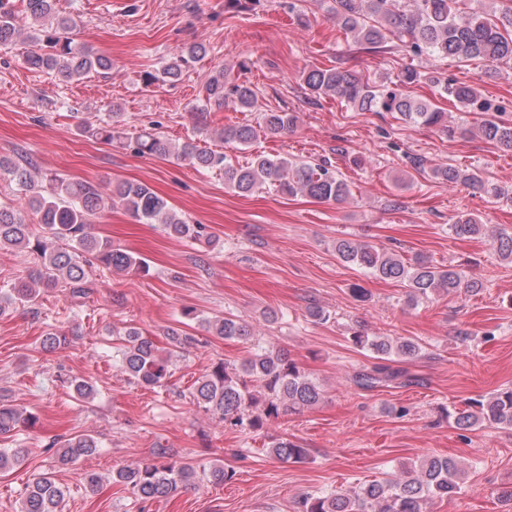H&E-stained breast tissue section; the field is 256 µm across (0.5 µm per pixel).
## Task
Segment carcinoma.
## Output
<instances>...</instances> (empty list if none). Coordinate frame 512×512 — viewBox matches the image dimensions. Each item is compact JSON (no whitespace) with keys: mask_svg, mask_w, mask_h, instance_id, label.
<instances>
[{"mask_svg":"<svg viewBox=\"0 0 512 512\" xmlns=\"http://www.w3.org/2000/svg\"><path fill=\"white\" fill-rule=\"evenodd\" d=\"M9 0H0V45H8L21 36L15 24ZM336 23L352 36L357 50L378 53L386 44L414 57L436 56L465 60H481L492 65L505 64L512 70V7L498 15L458 14V0H333ZM33 33L43 50L28 55L26 64L32 69H51L69 79L80 80L92 72L112 69V61L72 45L69 32L75 20L58 13L56 0H25ZM206 54L201 44L181 48L160 74L147 73L148 85L177 79L192 63ZM308 90L315 96L340 99L361 112H395L400 119L428 128H447L448 113L431 102L413 98L403 89L423 80L439 87L465 112L481 116L474 126L482 139L503 151L512 152V124L491 114L493 106L483 99L476 83L443 82L433 72L422 73L406 67L398 75L395 87L371 85L359 79L351 69L333 66L314 67L302 74ZM206 103L217 106L233 103L252 111L257 107L254 90L247 84H232L228 73L220 71L206 82ZM120 113L112 112L102 125H80L79 131L104 142L130 139L138 154L159 158L174 157L197 169L224 173V185L251 194L266 184L278 187L291 196L304 195L322 201H343L350 194L346 181L329 170L323 162L291 161L284 157L257 154L245 163L228 155L201 149L192 142L175 146L160 134L144 129L130 137L119 125ZM297 116L290 112H265L261 130L275 137L290 131ZM225 141L249 146L257 137L249 125L230 126L221 130ZM6 174L25 191L26 205L38 216L39 224L49 239L65 246L48 249L33 237L31 225L22 210L0 204V250L31 249L40 254L41 263L7 291L6 300L22 307L36 305L40 288H54L64 283L74 298L90 294L86 267L98 264L121 272H145L147 264L123 250L112 247L91 232L92 217L105 208L103 198L92 185L72 182L57 174L41 173L28 159L13 160L0 156V175ZM432 176L450 186H462L473 193L494 200L512 201V187L489 181L477 171L467 168L436 166ZM111 201L124 205L139 220L161 224L167 233L199 240L201 227L189 224L175 212L167 200L146 184L119 183ZM449 231L460 239H488L499 258L512 263V229H492L470 213L456 215ZM339 259L384 280H393L408 290V302L429 296L462 290L474 293L482 284L453 268L440 269L423 257L406 261L397 251L381 248L357 239L336 241ZM182 317L201 320L209 333L222 339H249L250 326L229 317L199 318L193 309H185ZM172 349L181 351L199 344L187 333L169 334ZM121 365L137 383L150 388L163 385L169 374L170 356H164L154 342L138 331L129 329L120 338ZM353 346L372 354L378 360L369 370L355 373L354 383L364 389L388 384L403 376L390 366L393 358L411 359L421 351L420 344L410 338L369 336L362 331L351 336ZM255 351L239 364L219 361L198 378L191 391L197 407L218 417L224 425L241 431L258 432L265 424L285 413L315 406L322 390L300 369L297 363L279 349L254 343ZM448 421L457 430L476 426L512 429V389L502 390L488 398H474L447 412ZM36 417L0 398V435L21 426L32 425ZM98 441L90 434L66 439L55 450L56 459L66 464L94 453ZM26 448H0V472H5L28 456ZM270 453L280 461L301 463L307 449L280 438L272 442ZM464 468L452 458L427 457L405 467L403 475L372 480L348 492L305 495L298 502V512H425L424 506L434 499H450L460 490ZM198 471L190 463L171 459L162 448L154 458L135 467L112 472V481L131 490L141 502L149 503L169 497L195 483ZM65 489L45 473L33 479L20 502V512H60Z\"/></svg>","mask_w":512,"mask_h":512,"instance_id":"obj_1","label":"carcinoma"}]
</instances>
